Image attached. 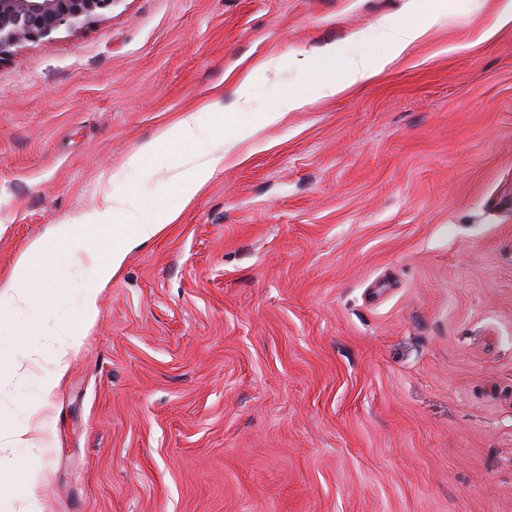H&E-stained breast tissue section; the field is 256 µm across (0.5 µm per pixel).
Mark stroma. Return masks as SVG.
I'll return each instance as SVG.
<instances>
[{
  "instance_id": "1",
  "label": "stroma",
  "mask_w": 512,
  "mask_h": 512,
  "mask_svg": "<svg viewBox=\"0 0 512 512\" xmlns=\"http://www.w3.org/2000/svg\"><path fill=\"white\" fill-rule=\"evenodd\" d=\"M495 0L374 82L289 113L206 186L124 170L210 90L245 124L403 0H119L0 62V279L25 244L136 185L178 223L133 250L54 399L57 447L0 512H512V27ZM308 57L309 70L292 65ZM254 72L235 108V62ZM0 349L19 416L81 280ZM512 26V1L497 0L491 23L483 31L480 41L492 39L501 29Z\"/></svg>"
}]
</instances>
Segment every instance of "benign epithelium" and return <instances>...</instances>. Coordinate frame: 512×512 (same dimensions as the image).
Here are the masks:
<instances>
[{"label": "benign epithelium", "mask_w": 512, "mask_h": 512, "mask_svg": "<svg viewBox=\"0 0 512 512\" xmlns=\"http://www.w3.org/2000/svg\"><path fill=\"white\" fill-rule=\"evenodd\" d=\"M120 0H0V61L26 44L53 41L105 16Z\"/></svg>", "instance_id": "benign-epithelium-1"}]
</instances>
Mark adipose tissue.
I'll return each mask as SVG.
<instances>
[{
	"label": "adipose tissue",
	"mask_w": 512,
	"mask_h": 512,
	"mask_svg": "<svg viewBox=\"0 0 512 512\" xmlns=\"http://www.w3.org/2000/svg\"><path fill=\"white\" fill-rule=\"evenodd\" d=\"M407 22L383 18L375 24L372 35L378 44L374 56L358 53L347 57L343 73L327 70L315 74L310 87L283 96L269 112L258 113L253 121L236 128L232 134L216 133L209 123L221 105L219 100L204 101L198 108L182 113L163 128L154 140L137 147L125 162L126 169L158 174L166 166L159 155L163 144L181 148L189 162L179 179L193 189L203 188L226 162L237 159L240 143L255 137L268 125L284 119L290 112L321 100H331L365 86L404 59L407 52L424 41L430 31L449 13L448 0H406ZM178 212H160L143 207L135 188L104 200L83 213L72 224H56L41 238L29 242L22 250L10 278L0 284V320L18 315L33 301L42 307L53 305L49 290H37L36 274L54 255L66 254L74 274L90 270L93 284L83 289L76 312L67 321L66 338L52 357L51 371L39 381L38 398L22 406V423L4 429L0 440L8 439L13 447L27 445L31 432L42 429L55 396L65 378L71 356L78 352L87 332L99 314L98 296L123 267L133 249L159 236L168 225L176 223Z\"/></svg>",
	"instance_id": "1"
}]
</instances>
